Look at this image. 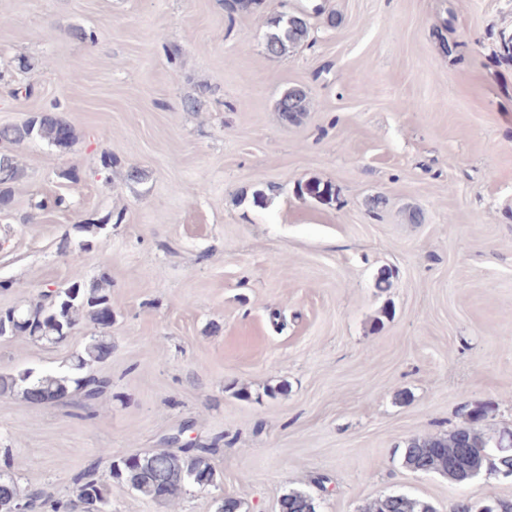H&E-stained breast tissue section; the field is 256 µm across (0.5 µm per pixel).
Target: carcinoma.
Masks as SVG:
<instances>
[{
    "mask_svg": "<svg viewBox=\"0 0 512 512\" xmlns=\"http://www.w3.org/2000/svg\"><path fill=\"white\" fill-rule=\"evenodd\" d=\"M265 0H223L224 11L232 17L252 14ZM263 49L269 58L282 57L304 43L311 32V14L305 11L289 13L271 11L267 14ZM309 92L302 86H292L280 97L277 110L284 124H296L308 112ZM31 141H41L60 151L71 148L76 141L73 127L56 112H37L20 124L0 128V212L12 203L14 185L24 175L12 154V149ZM72 242L61 239L58 250L70 257L76 275L67 286L42 292V301L28 308L0 311V337L27 336L34 341L58 344L87 317L104 328L105 319L112 317V303L99 280L87 279L80 271L81 250ZM112 355V343L105 335L93 336L83 352L72 357L62 371H36L32 368L0 372V396L19 395L33 405L47 400L63 401L71 394L82 392L88 399L104 394L108 381L92 374V368ZM487 415V408L474 406L466 413L468 424L446 436H417L409 439L402 449L405 467L421 473H435L461 484V474L448 467V460L460 457L464 448L471 455L462 460L495 477L498 472L512 471V450L500 449L496 441L504 432L488 434L475 427ZM209 448H158L132 454L112 462L107 473L95 476L80 473L73 478L74 498L56 500L38 492L22 491L12 475L0 469V512H11L17 505L37 512H99L105 507L104 488L111 479L126 483L139 496L153 501H169L178 497L185 487L206 488L215 485L217 472L210 462ZM279 512H318L313 496L302 491L284 494L278 503ZM363 512H436L426 501L405 494H390L368 503ZM451 512H512V501L487 503L463 498L455 502Z\"/></svg>",
    "mask_w": 512,
    "mask_h": 512,
    "instance_id": "carcinoma-1",
    "label": "carcinoma"
}]
</instances>
